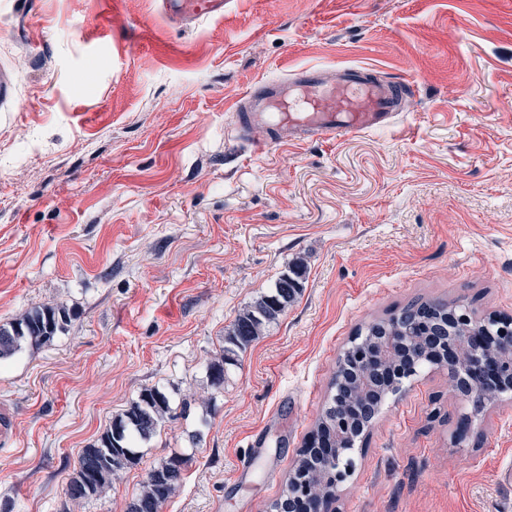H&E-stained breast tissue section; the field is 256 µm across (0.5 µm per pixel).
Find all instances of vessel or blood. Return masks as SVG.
Masks as SVG:
<instances>
[{
	"mask_svg": "<svg viewBox=\"0 0 512 512\" xmlns=\"http://www.w3.org/2000/svg\"><path fill=\"white\" fill-rule=\"evenodd\" d=\"M171 21L189 25L224 15V0H160ZM413 91L371 66H307L258 80L234 104L231 129L253 152L309 139L353 137L393 127Z\"/></svg>",
	"mask_w": 512,
	"mask_h": 512,
	"instance_id": "vessel-or-blood-1",
	"label": "vessel or blood"
}]
</instances>
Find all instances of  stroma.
<instances>
[{
  "label": "stroma",
  "mask_w": 512,
  "mask_h": 512,
  "mask_svg": "<svg viewBox=\"0 0 512 512\" xmlns=\"http://www.w3.org/2000/svg\"><path fill=\"white\" fill-rule=\"evenodd\" d=\"M311 64L417 93L384 131L262 155L230 136L251 83ZM0 73V325L76 313L0 363V512H61L146 387L172 418L74 512H125L175 452L162 512H271L359 328L431 299L512 315V0H225L188 28L157 0H0ZM299 262L301 295L210 388L235 316ZM468 411L447 368L404 380L333 512H507L512 393L461 437Z\"/></svg>",
  "instance_id": "35a3bbf8"
}]
</instances>
